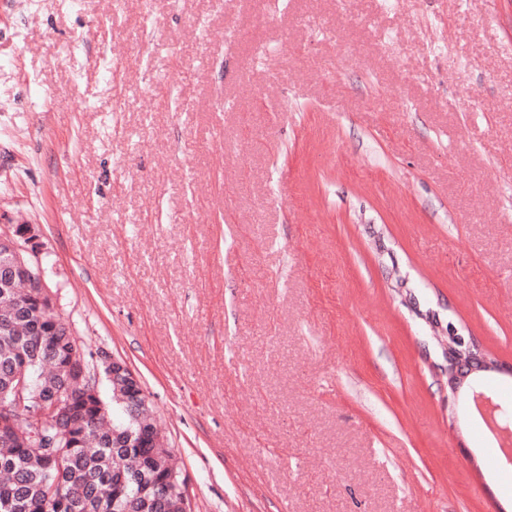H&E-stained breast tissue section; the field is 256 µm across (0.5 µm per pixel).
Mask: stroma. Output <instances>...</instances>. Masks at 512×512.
Segmentation results:
<instances>
[{
  "mask_svg": "<svg viewBox=\"0 0 512 512\" xmlns=\"http://www.w3.org/2000/svg\"><path fill=\"white\" fill-rule=\"evenodd\" d=\"M282 2L0 0V233L193 512H512V0ZM19 240L22 241L24 245L20 244ZM0 245L6 246L8 252L12 253V256L7 260V256L4 255V249H0L1 269L5 261L7 260L8 262L4 267L7 278L14 281L25 280L32 288H39L42 296L47 295L54 299L52 293L44 283L39 266H35L26 255H38L42 247L31 225L19 224L14 228L12 234L1 235ZM443 345L448 358V386L451 391H456L473 370H491L509 374L512 372L511 366L505 369L494 361L487 360L473 343L466 344L464 337L459 335L453 326L449 327L448 336L443 341Z\"/></svg>",
  "mask_w": 512,
  "mask_h": 512,
  "instance_id": "1",
  "label": "stroma"
}]
</instances>
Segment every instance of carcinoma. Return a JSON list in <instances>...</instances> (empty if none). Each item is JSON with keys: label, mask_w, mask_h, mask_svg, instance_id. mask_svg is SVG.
I'll list each match as a JSON object with an SVG mask.
<instances>
[{"label": "carcinoma", "mask_w": 512, "mask_h": 512, "mask_svg": "<svg viewBox=\"0 0 512 512\" xmlns=\"http://www.w3.org/2000/svg\"><path fill=\"white\" fill-rule=\"evenodd\" d=\"M72 337L49 320L26 288H0V512H173L175 490L164 493L176 473L171 452L157 446L147 396L129 387L112 402L69 393L71 439L60 465L48 456L61 441L56 429L32 419L49 397L69 385L65 370ZM31 382L24 408L13 406L14 379ZM24 435L27 444L17 442Z\"/></svg>", "instance_id": "obj_1"}]
</instances>
